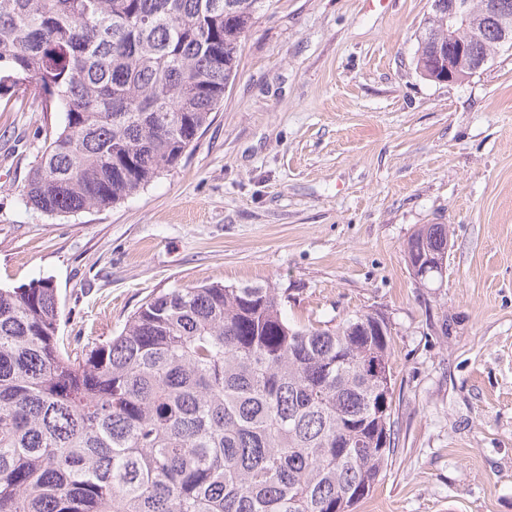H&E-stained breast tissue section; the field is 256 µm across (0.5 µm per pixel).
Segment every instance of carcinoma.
<instances>
[{"instance_id": "1", "label": "carcinoma", "mask_w": 512, "mask_h": 512, "mask_svg": "<svg viewBox=\"0 0 512 512\" xmlns=\"http://www.w3.org/2000/svg\"><path fill=\"white\" fill-rule=\"evenodd\" d=\"M422 23L428 77L448 34L470 55L501 31ZM264 0H0L3 111L60 124L25 203L105 208L175 167L224 101ZM448 225L404 244L425 267ZM49 278L0 288V512H355L395 447L389 319L290 322L278 289L219 283L146 300L94 345L60 335ZM388 396L381 410L378 399Z\"/></svg>"}]
</instances>
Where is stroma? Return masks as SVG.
I'll list each match as a JSON object with an SVG mask.
<instances>
[{
    "label": "stroma",
    "instance_id": "obj_1",
    "mask_svg": "<svg viewBox=\"0 0 512 512\" xmlns=\"http://www.w3.org/2000/svg\"><path fill=\"white\" fill-rule=\"evenodd\" d=\"M430 0H270L178 165L110 207L26 205L40 112H0V287L47 277L60 333L117 334L152 294L221 283L288 297L295 321L381 311L396 445L355 512H512V51L424 79ZM445 224L443 279L403 246Z\"/></svg>",
    "mask_w": 512,
    "mask_h": 512
}]
</instances>
